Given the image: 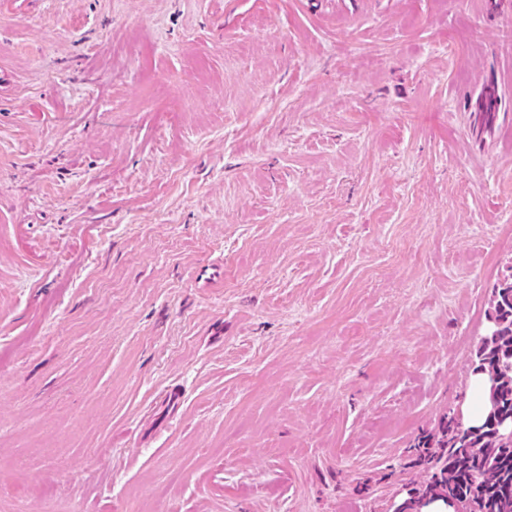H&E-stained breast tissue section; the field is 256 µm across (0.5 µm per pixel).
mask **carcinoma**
Returning a JSON list of instances; mask_svg holds the SVG:
<instances>
[{
	"label": "carcinoma",
	"mask_w": 512,
	"mask_h": 512,
	"mask_svg": "<svg viewBox=\"0 0 512 512\" xmlns=\"http://www.w3.org/2000/svg\"><path fill=\"white\" fill-rule=\"evenodd\" d=\"M489 318L473 371L495 378L490 399L498 413L512 416V274L493 290ZM417 461L428 470L419 496L452 495L467 512H512V440L502 437L495 416L476 428L449 425L440 437L422 439Z\"/></svg>",
	"instance_id": "obj_1"
}]
</instances>
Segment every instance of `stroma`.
<instances>
[{"mask_svg": "<svg viewBox=\"0 0 512 512\" xmlns=\"http://www.w3.org/2000/svg\"><path fill=\"white\" fill-rule=\"evenodd\" d=\"M0 76V512H396L512 271V0H0Z\"/></svg>", "mask_w": 512, "mask_h": 512, "instance_id": "1", "label": "stroma"}]
</instances>
